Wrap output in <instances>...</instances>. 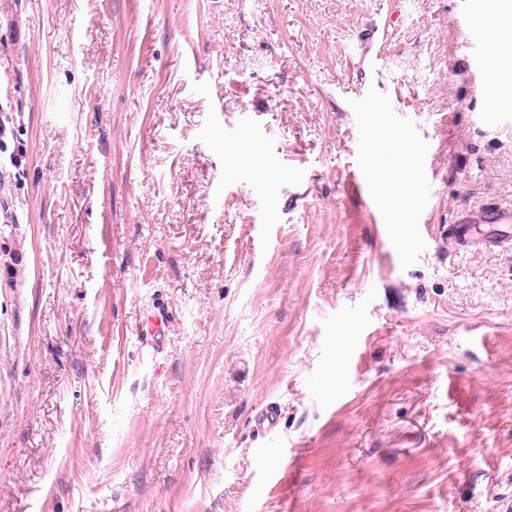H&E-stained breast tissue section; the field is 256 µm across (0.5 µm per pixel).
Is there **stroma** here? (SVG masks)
<instances>
[{
  "label": "stroma",
  "instance_id": "1",
  "mask_svg": "<svg viewBox=\"0 0 512 512\" xmlns=\"http://www.w3.org/2000/svg\"><path fill=\"white\" fill-rule=\"evenodd\" d=\"M469 7L0 0V512L512 507V224L438 237L512 203ZM374 148L372 153L371 171L382 189L391 211L393 213L394 223L401 225L410 224L408 220L409 210L407 201L413 197V178L408 167L401 169L398 174L388 173L387 176L380 175L374 157Z\"/></svg>",
  "mask_w": 512,
  "mask_h": 512
}]
</instances>
